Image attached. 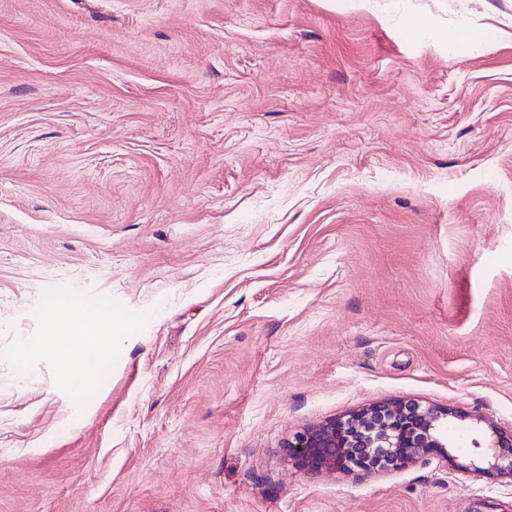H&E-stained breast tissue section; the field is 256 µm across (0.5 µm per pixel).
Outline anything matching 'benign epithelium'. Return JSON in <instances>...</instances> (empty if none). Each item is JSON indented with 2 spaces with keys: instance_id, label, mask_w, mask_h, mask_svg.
Masks as SVG:
<instances>
[{
  "instance_id": "obj_1",
  "label": "benign epithelium",
  "mask_w": 512,
  "mask_h": 512,
  "mask_svg": "<svg viewBox=\"0 0 512 512\" xmlns=\"http://www.w3.org/2000/svg\"><path fill=\"white\" fill-rule=\"evenodd\" d=\"M470 420V433L487 427L496 436L498 454L487 460L480 474L512 478V434L500 432L480 416L454 409L423 407L394 399L354 410L338 420L307 427L285 442L286 455L297 467L311 473L336 471L362 475L403 468L422 454L445 448L452 421Z\"/></svg>"
}]
</instances>
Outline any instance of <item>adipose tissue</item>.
<instances>
[{
    "label": "adipose tissue",
    "mask_w": 512,
    "mask_h": 512,
    "mask_svg": "<svg viewBox=\"0 0 512 512\" xmlns=\"http://www.w3.org/2000/svg\"><path fill=\"white\" fill-rule=\"evenodd\" d=\"M55 331L42 342H22L23 357L51 356L59 360L64 380L76 390L93 387L98 375V354L111 347L112 322L106 313L67 301L47 312Z\"/></svg>",
    "instance_id": "ef3b65f1"
}]
</instances>
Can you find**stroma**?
<instances>
[{"mask_svg":"<svg viewBox=\"0 0 512 512\" xmlns=\"http://www.w3.org/2000/svg\"><path fill=\"white\" fill-rule=\"evenodd\" d=\"M109 312L100 386L43 341ZM390 399L480 450L310 474ZM512 0H0V512H512ZM56 331L40 343L23 340L20 352L24 358L40 355L59 360L62 377L76 390L93 387L98 375V353L112 347V321L106 313L78 306L68 301L57 302L47 311ZM96 324L101 326L95 330ZM498 454L487 460V466L478 468L477 472L486 475L508 476L512 478V434L496 431Z\"/></svg>","mask_w":512,"mask_h":512,"instance_id":"obj_1","label":"stroma"}]
</instances>
